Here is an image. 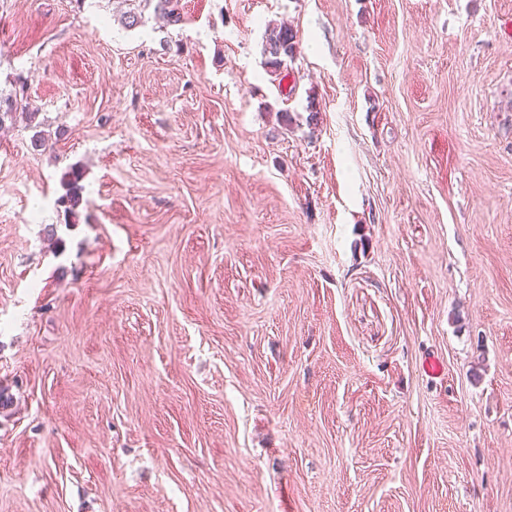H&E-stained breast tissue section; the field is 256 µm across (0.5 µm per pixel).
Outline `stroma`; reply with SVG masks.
Wrapping results in <instances>:
<instances>
[{
    "label": "stroma",
    "mask_w": 512,
    "mask_h": 512,
    "mask_svg": "<svg viewBox=\"0 0 512 512\" xmlns=\"http://www.w3.org/2000/svg\"><path fill=\"white\" fill-rule=\"evenodd\" d=\"M180 4L0 0V512H512V0ZM297 52V34L286 26H269L266 30L264 53L271 73L280 71L286 59H293ZM24 85L16 82L15 88L7 95H0V130L15 127L18 116L25 120V128L36 129L40 122L36 123L38 112H29ZM21 111V112H19ZM82 178L83 172L76 166L70 167L62 178L65 193L58 198V204L64 207V212L68 215L76 216L83 203L84 188L80 185Z\"/></svg>",
    "instance_id": "obj_1"
}]
</instances>
